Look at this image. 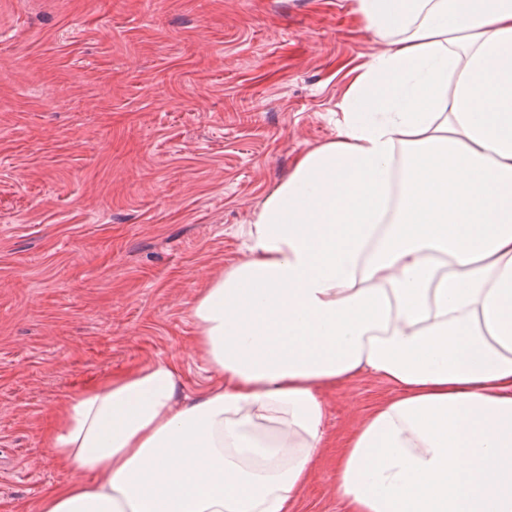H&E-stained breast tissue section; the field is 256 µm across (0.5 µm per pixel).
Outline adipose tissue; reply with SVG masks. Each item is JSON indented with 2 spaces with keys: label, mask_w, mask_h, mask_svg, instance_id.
<instances>
[{
  "label": "adipose tissue",
  "mask_w": 512,
  "mask_h": 512,
  "mask_svg": "<svg viewBox=\"0 0 512 512\" xmlns=\"http://www.w3.org/2000/svg\"><path fill=\"white\" fill-rule=\"evenodd\" d=\"M382 47L336 135L241 225L175 363L72 393L38 512H302L325 388L389 396L338 442L341 512H512V0H351Z\"/></svg>",
  "instance_id": "obj_1"
}]
</instances>
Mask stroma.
Masks as SVG:
<instances>
[{"instance_id":"1","label":"stroma","mask_w":512,"mask_h":512,"mask_svg":"<svg viewBox=\"0 0 512 512\" xmlns=\"http://www.w3.org/2000/svg\"><path fill=\"white\" fill-rule=\"evenodd\" d=\"M349 2L0 0V512L69 479L42 441L69 394L159 358L206 388L197 295L380 50ZM389 393L326 389L327 431ZM334 460L304 512H340Z\"/></svg>"}]
</instances>
